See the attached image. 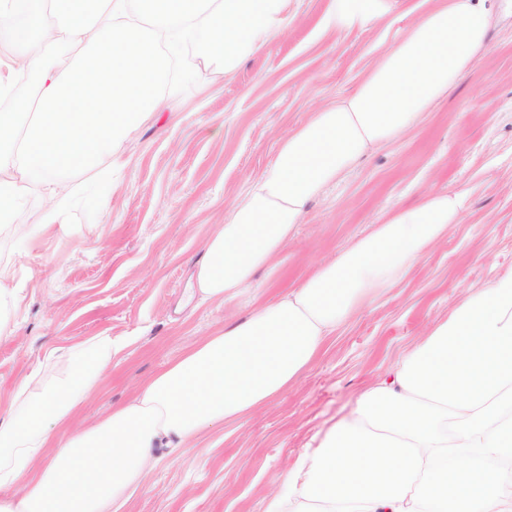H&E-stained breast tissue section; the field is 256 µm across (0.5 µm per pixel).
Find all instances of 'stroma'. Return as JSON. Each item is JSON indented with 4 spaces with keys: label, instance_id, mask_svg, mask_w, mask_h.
Returning <instances> with one entry per match:
<instances>
[{
    "label": "stroma",
    "instance_id": "1",
    "mask_svg": "<svg viewBox=\"0 0 512 512\" xmlns=\"http://www.w3.org/2000/svg\"><path fill=\"white\" fill-rule=\"evenodd\" d=\"M440 0H382L362 29L323 26L327 0H292L295 20L229 74L200 67L118 148L94 219L58 221L34 241L0 229V282L16 302L0 322V413L29 374L48 381L101 333L122 349L69 428L129 402L140 385L223 327L333 259L424 194L463 188L469 208L396 287L382 292L320 359L245 423L214 429L171 458L167 447L125 512H264L299 455L359 393L445 320L470 291L512 267V0L489 48L421 122L361 158L313 200L256 288L227 303L192 300L207 239L273 161L281 138L350 94L380 56Z\"/></svg>",
    "mask_w": 512,
    "mask_h": 512
}]
</instances>
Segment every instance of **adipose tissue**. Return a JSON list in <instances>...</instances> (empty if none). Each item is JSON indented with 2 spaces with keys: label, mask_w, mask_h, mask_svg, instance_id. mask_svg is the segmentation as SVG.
<instances>
[{
  "label": "adipose tissue",
  "mask_w": 512,
  "mask_h": 512,
  "mask_svg": "<svg viewBox=\"0 0 512 512\" xmlns=\"http://www.w3.org/2000/svg\"><path fill=\"white\" fill-rule=\"evenodd\" d=\"M378 0H328L324 25L363 27ZM484 0H444L349 95L313 112L211 236L192 277L199 301L256 285L307 206L355 162L419 122L487 50ZM467 194H427L339 250L280 297L225 324L96 424L65 427L119 346L103 334L69 353L53 386L24 376L0 416V512H123L155 448L239 423L312 366L327 341L395 287L450 227ZM512 512V268L473 290L365 388L292 467L266 512Z\"/></svg>",
  "instance_id": "obj_1"
}]
</instances>
